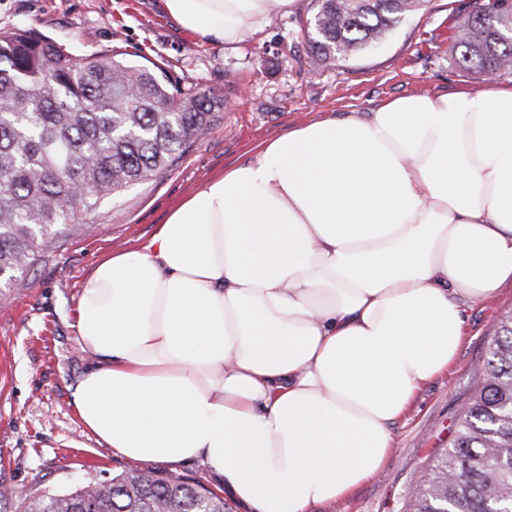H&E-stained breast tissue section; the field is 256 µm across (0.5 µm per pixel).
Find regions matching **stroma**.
Here are the masks:
<instances>
[{
  "mask_svg": "<svg viewBox=\"0 0 512 512\" xmlns=\"http://www.w3.org/2000/svg\"><path fill=\"white\" fill-rule=\"evenodd\" d=\"M468 0H428L382 43L312 70L304 30L312 0L247 32L236 45L183 31L158 0H0V31L32 29L74 53L162 66L179 89L209 90L226 107L221 120L173 167L82 213L72 234L41 250L0 301V512L24 497L65 494L90 480L137 469L88 431L71 394L89 364L78 343L76 306L104 255L146 243L170 211L254 148L309 122L367 112L412 94L489 89L458 67L449 29ZM512 284L468 306L465 336L446 373L425 384L391 427L394 453L349 497L308 512H406L429 465L448 448L460 411L483 373Z\"/></svg>",
  "mask_w": 512,
  "mask_h": 512,
  "instance_id": "obj_1",
  "label": "stroma"
}]
</instances>
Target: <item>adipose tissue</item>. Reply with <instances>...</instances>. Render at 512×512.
Instances as JSON below:
<instances>
[{
  "instance_id": "adipose-tissue-1",
  "label": "adipose tissue",
  "mask_w": 512,
  "mask_h": 512,
  "mask_svg": "<svg viewBox=\"0 0 512 512\" xmlns=\"http://www.w3.org/2000/svg\"><path fill=\"white\" fill-rule=\"evenodd\" d=\"M293 0H162L242 40ZM512 282V85L409 95L261 145L77 305L86 429L135 462H202L254 512L344 499L455 360L464 307Z\"/></svg>"
}]
</instances>
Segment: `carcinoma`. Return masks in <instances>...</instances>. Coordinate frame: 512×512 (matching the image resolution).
<instances>
[{
    "mask_svg": "<svg viewBox=\"0 0 512 512\" xmlns=\"http://www.w3.org/2000/svg\"><path fill=\"white\" fill-rule=\"evenodd\" d=\"M425 0H314L313 65L383 42ZM459 67L487 80L512 74V0L456 17ZM166 70L70 52L34 30L0 31V277L24 270L78 213L172 167L219 120L223 100L171 90ZM452 446L408 512H490L512 494V315L500 319L484 371ZM18 512H226L200 483L147 471L91 480L63 495L21 501Z\"/></svg>",
    "mask_w": 512,
    "mask_h": 512,
    "instance_id": "1",
    "label": "carcinoma"
}]
</instances>
